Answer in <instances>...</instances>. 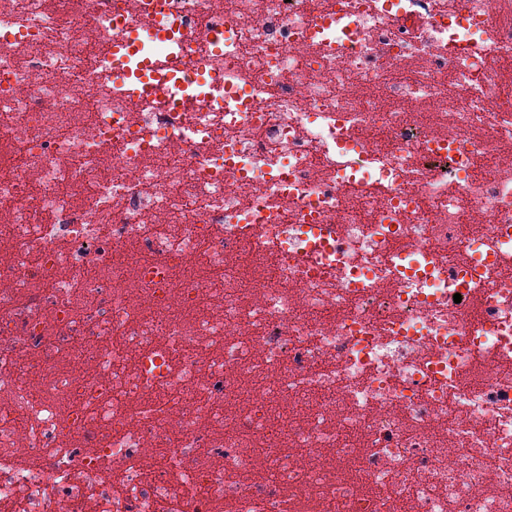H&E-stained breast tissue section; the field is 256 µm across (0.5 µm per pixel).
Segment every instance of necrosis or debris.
I'll list each match as a JSON object with an SVG mask.
<instances>
[{
    "mask_svg": "<svg viewBox=\"0 0 512 512\" xmlns=\"http://www.w3.org/2000/svg\"><path fill=\"white\" fill-rule=\"evenodd\" d=\"M512 0H0V512H512Z\"/></svg>",
    "mask_w": 512,
    "mask_h": 512,
    "instance_id": "4bbe7bcc",
    "label": "necrosis or debris"
}]
</instances>
